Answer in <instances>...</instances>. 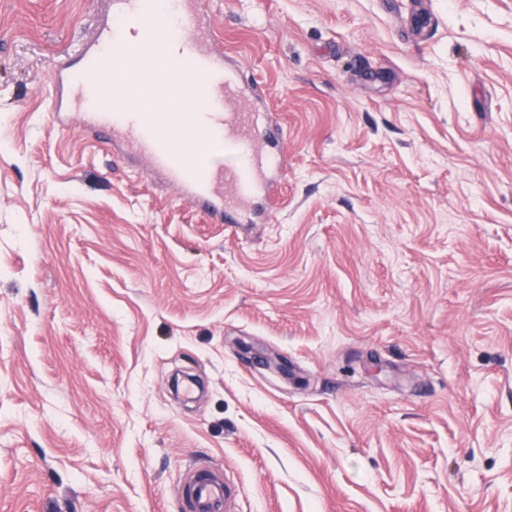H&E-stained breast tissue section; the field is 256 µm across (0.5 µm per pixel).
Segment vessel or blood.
Here are the masks:
<instances>
[{
    "label": "vessel or blood",
    "mask_w": 512,
    "mask_h": 512,
    "mask_svg": "<svg viewBox=\"0 0 512 512\" xmlns=\"http://www.w3.org/2000/svg\"><path fill=\"white\" fill-rule=\"evenodd\" d=\"M174 8L186 32L182 47L192 58L180 84L189 94L197 81L210 85L205 144L231 151L237 163L214 168L204 164L202 155L183 152L180 137L194 131L197 114H184L176 133L162 112L102 109L104 89L95 79L75 76L64 65L54 76L66 84L68 111L83 113L86 126L121 146L124 153L142 157V173L164 176L207 216L234 227L275 201V188L286 164L283 129L266 110L265 87L242 85L238 70L226 60L202 0H175ZM152 41L150 28L126 34L106 24L97 28L83 56L92 61L106 46L119 45L133 52ZM179 494L187 512H235L234 487L206 466L197 469L195 480L180 487Z\"/></svg>",
    "instance_id": "b4317fda"
}]
</instances>
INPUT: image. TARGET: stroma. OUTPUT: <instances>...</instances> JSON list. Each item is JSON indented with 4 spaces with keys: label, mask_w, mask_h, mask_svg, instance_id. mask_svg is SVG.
Listing matches in <instances>:
<instances>
[{
    "label": "stroma",
    "mask_w": 512,
    "mask_h": 512,
    "mask_svg": "<svg viewBox=\"0 0 512 512\" xmlns=\"http://www.w3.org/2000/svg\"><path fill=\"white\" fill-rule=\"evenodd\" d=\"M109 0H0V512H512V0H211L288 165L228 230L76 112ZM195 480L179 488L185 512H234L236 490L215 469L200 466Z\"/></svg>",
    "instance_id": "stroma-1"
}]
</instances>
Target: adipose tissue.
Masks as SVG:
<instances>
[{
  "mask_svg": "<svg viewBox=\"0 0 512 512\" xmlns=\"http://www.w3.org/2000/svg\"><path fill=\"white\" fill-rule=\"evenodd\" d=\"M184 70V58L157 57L146 47L138 54H128L111 63L99 80L106 90L107 107L130 105L141 111L175 116L196 109L177 89Z\"/></svg>",
  "mask_w": 512,
  "mask_h": 512,
  "instance_id": "1",
  "label": "adipose tissue"
}]
</instances>
